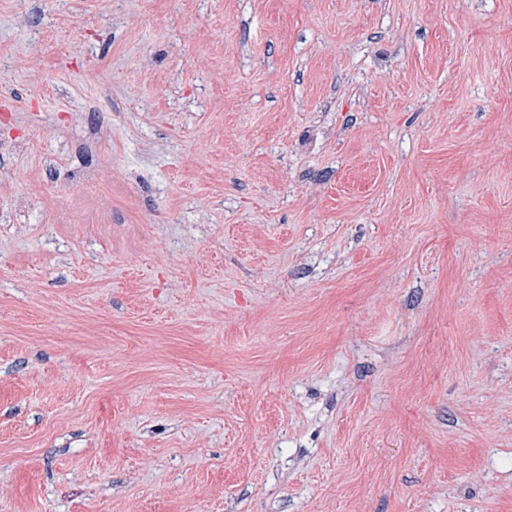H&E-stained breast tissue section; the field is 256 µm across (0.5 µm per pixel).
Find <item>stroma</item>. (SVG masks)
<instances>
[{"label": "stroma", "instance_id": "35a3bbf8", "mask_svg": "<svg viewBox=\"0 0 512 512\" xmlns=\"http://www.w3.org/2000/svg\"><path fill=\"white\" fill-rule=\"evenodd\" d=\"M0 512H512V0H0Z\"/></svg>", "mask_w": 512, "mask_h": 512}]
</instances>
